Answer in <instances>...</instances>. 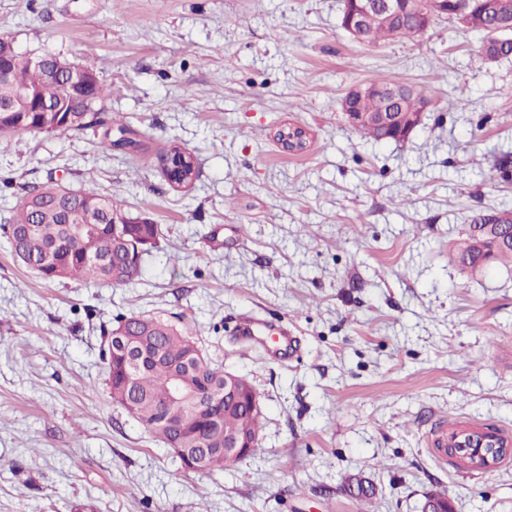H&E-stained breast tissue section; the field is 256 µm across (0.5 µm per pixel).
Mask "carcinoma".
<instances>
[{
	"mask_svg": "<svg viewBox=\"0 0 512 512\" xmlns=\"http://www.w3.org/2000/svg\"><path fill=\"white\" fill-rule=\"evenodd\" d=\"M414 30L409 18L378 25L367 33L369 42L399 37ZM46 66L30 62L28 55L18 54L9 82L0 84V101L10 100L20 90H28L41 103L48 106L62 105L58 125L45 122L41 112H14L9 116L0 113V133H64L82 131L94 126L103 128L104 148H116L112 134H135L124 124L112 127V121L101 118L98 105L103 101L106 87L98 83L94 96L79 102L73 68L77 63L57 54L45 53ZM360 112H386L389 100L380 93L364 96L355 102ZM124 221L126 237L120 242L112 233V221ZM473 224H512L511 210L486 209L475 213ZM12 254L27 268L36 272L47 283L81 280L94 285L110 287L129 283L142 273L143 256L159 248L163 232L161 226L146 215H132L121 201L112 195L83 191L79 195L63 194L58 185L32 187L18 204L12 222L4 227ZM459 266L471 268V273L482 272L493 263L512 265V247H502L493 234L481 239L470 234L460 242L455 257ZM149 340L165 351L166 360L154 363L139 373L129 395L142 396L143 404L136 407L132 417L145 429L156 435L164 444L180 434H194L199 439L210 437L211 425L218 423L225 432H245L259 435L261 412L253 410L250 398L256 391L248 381H243L244 397L230 407L224 400H213V389L208 384L224 382V371L205 360L188 371L191 387L200 392L196 407L183 417L172 419V426L155 424V415L166 407L169 391L171 364L180 360L190 347L196 346L193 333L187 328L167 320L142 317ZM107 332L105 360L106 385L110 395L126 385L123 358L112 351V336Z\"/></svg>",
	"mask_w": 512,
	"mask_h": 512,
	"instance_id": "obj_1",
	"label": "carcinoma"
}]
</instances>
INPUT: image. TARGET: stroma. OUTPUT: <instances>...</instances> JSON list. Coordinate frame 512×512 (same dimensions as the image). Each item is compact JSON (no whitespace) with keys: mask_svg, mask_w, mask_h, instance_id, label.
Segmentation results:
<instances>
[{"mask_svg":"<svg viewBox=\"0 0 512 512\" xmlns=\"http://www.w3.org/2000/svg\"><path fill=\"white\" fill-rule=\"evenodd\" d=\"M340 0H0V40L95 72L99 131L0 135V512H512V456L486 470L429 447L437 421L512 433V267L454 261L469 217L512 209L493 158L512 151V58L439 18L418 40L354 41ZM395 79L431 99L407 141L362 137L340 107ZM306 134L286 150L279 132ZM193 153L172 188L160 148ZM117 196L163 231L132 283H47L3 226L30 186ZM157 315L247 379L262 408L251 457L212 474L111 399L104 336ZM286 324L291 358L238 337ZM371 482L361 502L350 476ZM262 326L268 333L274 331L278 336L277 341L282 346V349L288 351V355H291L295 349V336H291L288 327L282 325H274L273 323H268L265 321L246 319L244 320L238 329V334L243 338L251 341L252 344L261 342L265 343V339H261L260 336H255V332L257 331V327Z\"/></svg>","mask_w":512,"mask_h":512,"instance_id":"35a3bbf8","label":"stroma"}]
</instances>
